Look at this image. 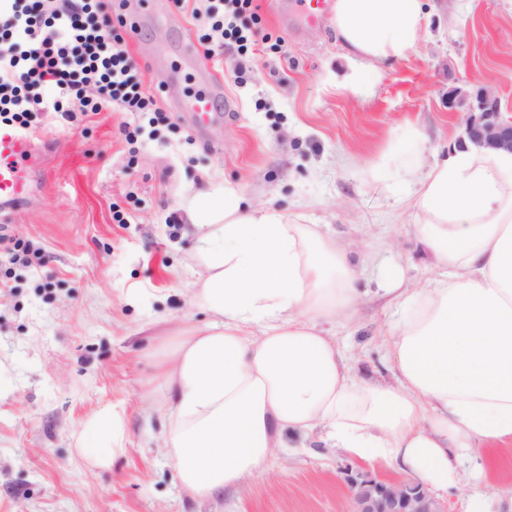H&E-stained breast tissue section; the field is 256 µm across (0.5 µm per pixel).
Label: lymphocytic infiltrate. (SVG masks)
I'll use <instances>...</instances> for the list:
<instances>
[{
  "mask_svg": "<svg viewBox=\"0 0 512 512\" xmlns=\"http://www.w3.org/2000/svg\"><path fill=\"white\" fill-rule=\"evenodd\" d=\"M210 29L198 43L206 57L236 48L248 59L259 31L245 23L253 0H206ZM103 0H0V124L27 135L40 112L86 118L111 102L151 124L166 123L146 95L127 50L124 18L109 19ZM55 99H47L46 89Z\"/></svg>",
  "mask_w": 512,
  "mask_h": 512,
  "instance_id": "obj_1",
  "label": "lymphocytic infiltrate"
}]
</instances>
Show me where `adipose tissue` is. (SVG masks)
I'll return each mask as SVG.
<instances>
[{
    "label": "adipose tissue",
    "instance_id": "obj_1",
    "mask_svg": "<svg viewBox=\"0 0 512 512\" xmlns=\"http://www.w3.org/2000/svg\"><path fill=\"white\" fill-rule=\"evenodd\" d=\"M424 0H335L331 22L360 61L364 92L381 65L419 42ZM409 187L416 232L448 277L384 292L399 315L388 344L395 384L357 380L328 334L359 300L347 247L302 215L247 204L234 186L187 207L198 247L194 301L209 321L176 330L159 361L163 446L193 498L237 486L286 437L322 429L328 447L404 470L434 490L458 483L480 448L512 445V154L451 149L427 169L392 171ZM100 467L123 450L122 414L94 417Z\"/></svg>",
    "mask_w": 512,
    "mask_h": 512
}]
</instances>
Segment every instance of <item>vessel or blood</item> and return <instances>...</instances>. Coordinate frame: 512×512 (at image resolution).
<instances>
[{
    "label": "vessel or blood",
    "instance_id": "b4317fda",
    "mask_svg": "<svg viewBox=\"0 0 512 512\" xmlns=\"http://www.w3.org/2000/svg\"><path fill=\"white\" fill-rule=\"evenodd\" d=\"M330 9V0H290L289 18L308 24H323ZM209 88L202 94L187 99L183 111L189 112L197 126L211 123L220 111L224 97V82L216 73L207 75ZM31 142L9 127L0 126V207L13 208L23 202L29 192L24 170L31 159Z\"/></svg>",
    "mask_w": 512,
    "mask_h": 512
}]
</instances>
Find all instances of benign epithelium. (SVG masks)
<instances>
[{"label": "benign epithelium", "mask_w": 512, "mask_h": 512, "mask_svg": "<svg viewBox=\"0 0 512 512\" xmlns=\"http://www.w3.org/2000/svg\"><path fill=\"white\" fill-rule=\"evenodd\" d=\"M456 145L512 153V117L503 115L492 90L480 88L470 96L463 134ZM346 482L352 492L351 512H447V507L418 481L383 480L348 472Z\"/></svg>", "instance_id": "1"}]
</instances>
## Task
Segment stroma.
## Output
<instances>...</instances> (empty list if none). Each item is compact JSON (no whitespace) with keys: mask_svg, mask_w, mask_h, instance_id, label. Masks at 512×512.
I'll return each instance as SVG.
<instances>
[{"mask_svg":"<svg viewBox=\"0 0 512 512\" xmlns=\"http://www.w3.org/2000/svg\"><path fill=\"white\" fill-rule=\"evenodd\" d=\"M253 5L269 39L245 72L235 50L211 59L230 108L206 129L179 109L205 84L171 48L196 42L208 20L173 0L124 8L136 25L129 53L169 127L112 103L73 123L52 113L37 121L31 193L0 211V237L47 260L37 269L0 257V512H350L346 469L395 474L316 441L275 449L236 488L183 492L161 441L164 409L146 411L142 399L170 330L208 319L192 299L198 269L183 207L229 184L350 248L358 311L331 334L359 380L393 382L384 339L397 316L385 276L403 271L405 287L418 288L443 272L414 229L406 186L371 171L394 153L424 166L447 157L465 118L448 107L451 88H491L512 114V0H428L416 48L364 94L350 88L354 66L331 25L289 26L268 0ZM132 120L141 131L131 145L121 129ZM107 406L123 414L125 450L102 468L82 450L96 445L89 422ZM483 461L482 479L462 463L441 494L450 512H466L476 494L494 506L512 494V446L484 449Z\"/></svg>","mask_w":512,"mask_h":512,"instance_id":"stroma-1","label":"stroma"}]
</instances>
